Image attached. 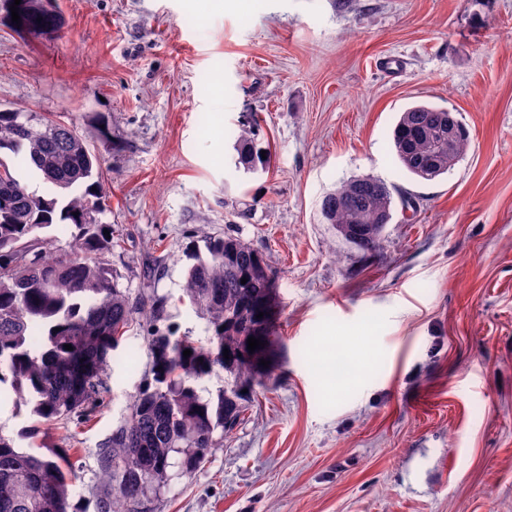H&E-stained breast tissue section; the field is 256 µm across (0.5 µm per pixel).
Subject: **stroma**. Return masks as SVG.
<instances>
[{
  "instance_id": "obj_1",
  "label": "stroma",
  "mask_w": 512,
  "mask_h": 512,
  "mask_svg": "<svg viewBox=\"0 0 512 512\" xmlns=\"http://www.w3.org/2000/svg\"><path fill=\"white\" fill-rule=\"evenodd\" d=\"M53 31L0 9V103L76 121L104 161L112 262L139 295L162 263L179 334L190 248L227 233L275 282L268 374L245 419L155 512H512V0H53ZM454 112L471 147L447 174L396 163L399 112ZM262 118L273 160L236 170L232 131ZM369 175L393 217L368 253L323 196ZM250 220L224 221L225 202ZM150 354L129 332L91 423L50 430L71 499L101 512L100 452Z\"/></svg>"
}]
</instances>
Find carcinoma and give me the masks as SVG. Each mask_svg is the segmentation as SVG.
Listing matches in <instances>:
<instances>
[{
    "instance_id": "obj_1",
    "label": "carcinoma",
    "mask_w": 512,
    "mask_h": 512,
    "mask_svg": "<svg viewBox=\"0 0 512 512\" xmlns=\"http://www.w3.org/2000/svg\"><path fill=\"white\" fill-rule=\"evenodd\" d=\"M18 13L22 27L57 26L42 0H21ZM21 119L0 104V396L32 405L38 432L77 414L90 418L103 403L111 352L133 324L146 325L149 372L105 442L102 480L112 487V512H150L173 457L183 473L195 472L219 447L215 432L230 433L240 419L261 378L260 360L269 359L272 275L260 252L240 238L207 237L205 250L191 255L183 284L207 336L194 340L161 328L167 298L153 292L131 298L112 266L121 239L104 221L110 209L101 157L73 121L41 114L23 126ZM259 135L256 119L239 123L236 169L270 168L272 151L260 146ZM468 148L460 123L448 149V110L429 103L406 108L392 132L397 162L423 180L448 173ZM7 153L28 158L52 194L29 190L1 158ZM392 208L389 186L373 176L342 182L320 206L326 223L366 252L379 248ZM56 224L71 226V242L49 252L51 237L40 232ZM250 337L263 342L252 353ZM220 370L224 386L202 397L197 384ZM73 476L67 456L19 452L14 438L0 433V512H75Z\"/></svg>"
}]
</instances>
